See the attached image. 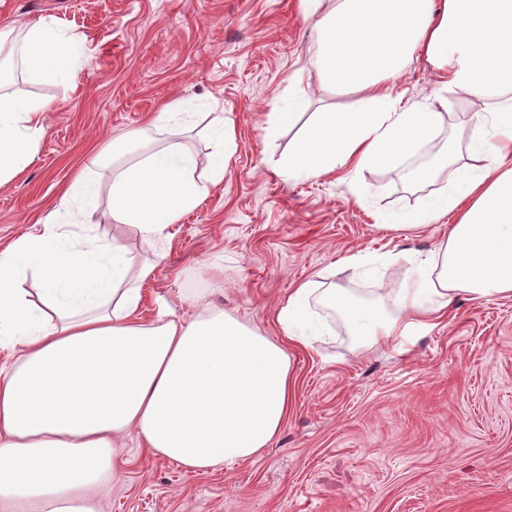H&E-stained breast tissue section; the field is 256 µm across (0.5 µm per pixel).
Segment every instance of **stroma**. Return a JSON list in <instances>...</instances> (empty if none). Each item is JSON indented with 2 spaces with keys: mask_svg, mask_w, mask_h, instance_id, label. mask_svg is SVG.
I'll list each match as a JSON object with an SVG mask.
<instances>
[{
  "mask_svg": "<svg viewBox=\"0 0 512 512\" xmlns=\"http://www.w3.org/2000/svg\"><path fill=\"white\" fill-rule=\"evenodd\" d=\"M41 18L87 51L75 85L20 86L46 101L45 136L28 169L0 187V250L38 231L97 146L176 98L195 112L223 109L235 149L223 183L163 241L144 321L162 300L196 315L177 302L191 273L209 280L212 307L278 339V305L298 283L358 251L404 252L379 273L336 277L358 300L383 304L412 287L413 257L447 234L376 220L447 187L444 173L415 187L403 175L432 165L482 110L442 88L425 60L393 84L404 103L439 105L435 134L394 163L310 178L280 169L307 115L266 139L268 113L292 81L314 112L358 102L302 71L314 21L299 0H0V27ZM332 326L314 349L293 352L292 403L270 448L200 473L129 446L115 458L105 512H512V297L459 298L404 353L359 351L342 319Z\"/></svg>",
  "mask_w": 512,
  "mask_h": 512,
  "instance_id": "obj_1",
  "label": "stroma"
}]
</instances>
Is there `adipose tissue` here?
I'll return each mask as SVG.
<instances>
[{
	"label": "adipose tissue",
	"instance_id": "ef3b65f1",
	"mask_svg": "<svg viewBox=\"0 0 512 512\" xmlns=\"http://www.w3.org/2000/svg\"><path fill=\"white\" fill-rule=\"evenodd\" d=\"M314 20L310 66L318 82L360 97L363 107L314 113L284 165L307 177L339 166L382 165L412 152L440 121L433 104L397 110L393 79L418 56L441 86L480 101L451 184L414 208L380 214L394 230L448 221V235L417 263L415 287L391 308L353 300L335 278L357 268L341 258L292 288L277 309L283 340L237 317L207 311L190 320L140 318L153 259H137L87 221L99 183L81 171L58 214L0 251V512H99L127 438L194 471L244 462L278 437L292 396L290 348H313L344 320L359 348L405 351L460 296L512 295V0H299ZM9 72L0 71V186L33 161L45 134L41 98L14 88L74 85L84 47L51 19L0 28ZM184 100L160 108L148 129L112 140L111 216L142 240L162 239L224 180L231 124L215 113L203 129L207 164L185 139ZM162 146L144 149L147 131ZM34 281L36 293L22 287Z\"/></svg>",
	"mask_w": 512,
	"mask_h": 512
}]
</instances>
